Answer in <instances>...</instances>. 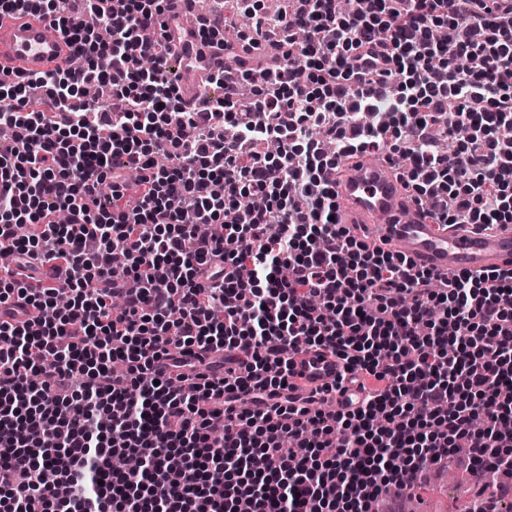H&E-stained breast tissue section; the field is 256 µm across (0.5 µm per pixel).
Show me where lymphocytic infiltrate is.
Instances as JSON below:
<instances>
[{
  "label": "lymphocytic infiltrate",
  "mask_w": 512,
  "mask_h": 512,
  "mask_svg": "<svg viewBox=\"0 0 512 512\" xmlns=\"http://www.w3.org/2000/svg\"><path fill=\"white\" fill-rule=\"evenodd\" d=\"M81 2L0 0L81 60L0 79V512H379L456 456L500 512L512 267L368 248L323 172L382 151L436 223L512 224V0H238V39L273 48L193 109L164 0ZM305 348L341 360L353 408L296 395Z\"/></svg>",
  "instance_id": "lymphocytic-infiltrate-1"
}]
</instances>
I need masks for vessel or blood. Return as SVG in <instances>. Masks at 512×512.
I'll return each instance as SVG.
<instances>
[{"instance_id":"vessel-or-blood-1","label":"vessel or blood","mask_w":512,"mask_h":512,"mask_svg":"<svg viewBox=\"0 0 512 512\" xmlns=\"http://www.w3.org/2000/svg\"><path fill=\"white\" fill-rule=\"evenodd\" d=\"M166 4L168 16L186 32L184 41L172 42V56L178 58L190 50L204 57V69L192 71L190 80L181 86L183 99L191 106L204 92L209 72L223 67L224 44L199 37L208 14L188 8L186 0H166ZM72 67V49L66 38L53 32L39 14L0 16V73L34 75ZM329 179L335 182L341 200V223L357 226L369 243L404 253L418 266L441 274L512 265V226L492 231L465 224L441 228L409 197L390 163L360 155ZM292 370L301 397L326 400L332 409L346 406L349 395L337 387L343 366L335 355L306 349L294 356Z\"/></svg>"}]
</instances>
